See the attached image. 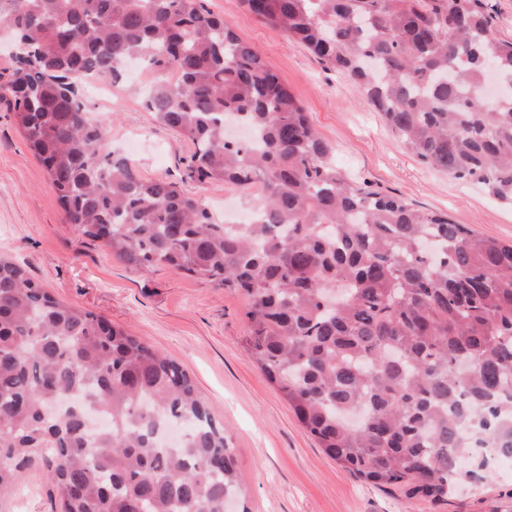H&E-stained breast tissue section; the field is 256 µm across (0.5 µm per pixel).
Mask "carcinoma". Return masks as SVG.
Segmentation results:
<instances>
[{"label": "carcinoma", "mask_w": 512, "mask_h": 512, "mask_svg": "<svg viewBox=\"0 0 512 512\" xmlns=\"http://www.w3.org/2000/svg\"><path fill=\"white\" fill-rule=\"evenodd\" d=\"M350 79L426 165L512 203V42L484 0H243ZM17 45L0 74L65 223L136 272L167 267L242 297L246 349L323 451L354 476L447 502L512 458V244L476 236L336 169L261 55L204 0H0ZM133 57L144 108L194 147L200 184H260L229 227L143 178L88 115L93 79ZM233 116L254 138L229 141ZM92 411L106 425L89 430ZM39 465L61 512H226L224 427L182 366L68 306L0 258V510Z\"/></svg>", "instance_id": "cac0c4a2"}]
</instances>
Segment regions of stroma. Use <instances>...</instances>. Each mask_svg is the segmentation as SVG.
I'll return each instance as SVG.
<instances>
[{"label":"stroma","instance_id":"obj_1","mask_svg":"<svg viewBox=\"0 0 512 512\" xmlns=\"http://www.w3.org/2000/svg\"><path fill=\"white\" fill-rule=\"evenodd\" d=\"M310 112L349 181L445 213L480 237L512 241V205L480 185L461 183L420 163L388 130L355 85L303 45L260 22L243 0H205ZM121 106L87 99L109 146L130 151L140 175L178 183L214 212L225 198L250 210L254 190L188 179L192 147L158 122L140 98L116 86ZM0 255L63 303L127 327L146 344L178 361L224 426L236 458L241 493L229 512H512V475L477 492L461 491L447 504L407 498L365 482L327 457L302 427L279 390L246 351L249 323L235 294L167 268L143 275L84 239L64 222L47 173L30 151L6 105L0 104ZM11 512H53L42 470L27 472Z\"/></svg>","mask_w":512,"mask_h":512}]
</instances>
